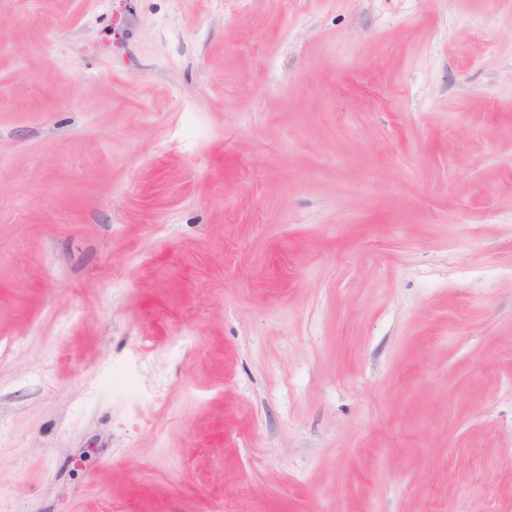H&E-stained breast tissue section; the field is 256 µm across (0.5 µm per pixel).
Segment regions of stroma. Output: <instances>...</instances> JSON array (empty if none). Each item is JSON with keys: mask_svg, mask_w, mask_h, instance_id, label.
Listing matches in <instances>:
<instances>
[{"mask_svg": "<svg viewBox=\"0 0 512 512\" xmlns=\"http://www.w3.org/2000/svg\"><path fill=\"white\" fill-rule=\"evenodd\" d=\"M0 512H512V0H0Z\"/></svg>", "mask_w": 512, "mask_h": 512, "instance_id": "35a3bbf8", "label": "stroma"}]
</instances>
